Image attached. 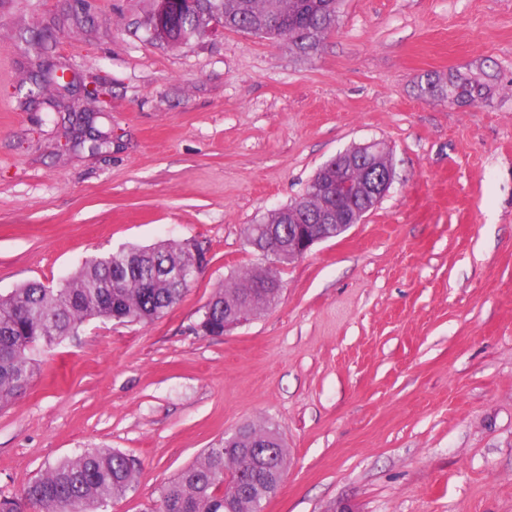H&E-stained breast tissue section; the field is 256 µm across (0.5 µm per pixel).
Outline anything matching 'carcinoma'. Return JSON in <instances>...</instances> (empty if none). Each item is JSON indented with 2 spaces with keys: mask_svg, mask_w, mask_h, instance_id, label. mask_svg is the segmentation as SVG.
<instances>
[{
  "mask_svg": "<svg viewBox=\"0 0 512 512\" xmlns=\"http://www.w3.org/2000/svg\"><path fill=\"white\" fill-rule=\"evenodd\" d=\"M338 0H200L180 16L171 42H187L208 26V13L224 16V28L285 39L306 52L336 27ZM329 199L308 186L307 196L259 220L277 225L288 238L297 208L320 211ZM267 267L253 268L231 285L215 290L200 318L207 336L224 335V325L245 313L258 314L276 305L281 281L276 263L266 253ZM171 264H194L192 243L130 247L85 261L63 288L29 282L0 294V406L19 397L39 369L35 355L70 336L91 319L148 324L173 308L187 292L176 283L154 281V270ZM234 448L220 442L204 449L173 479L162 484L144 512H263L279 488L288 452L276 429L247 425ZM137 468L124 453L110 448L84 449L51 465L16 499H0V512H104L109 503L135 488Z\"/></svg>",
  "mask_w": 512,
  "mask_h": 512,
  "instance_id": "obj_1",
  "label": "carcinoma"
}]
</instances>
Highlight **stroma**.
I'll use <instances>...</instances> for the list:
<instances>
[{"instance_id":"obj_1","label":"stroma","mask_w":512,"mask_h":512,"mask_svg":"<svg viewBox=\"0 0 512 512\" xmlns=\"http://www.w3.org/2000/svg\"><path fill=\"white\" fill-rule=\"evenodd\" d=\"M153 0H0V293L126 246L209 262L149 324L89 321L0 408V498L82 448L139 470L106 512L239 427L288 468L263 512H512V0H341L317 50L222 27L153 39ZM92 111L32 93L33 39ZM456 88L430 97L429 75ZM383 143L362 223L281 267L272 309L221 337L214 291L266 260L244 230L320 166Z\"/></svg>"}]
</instances>
